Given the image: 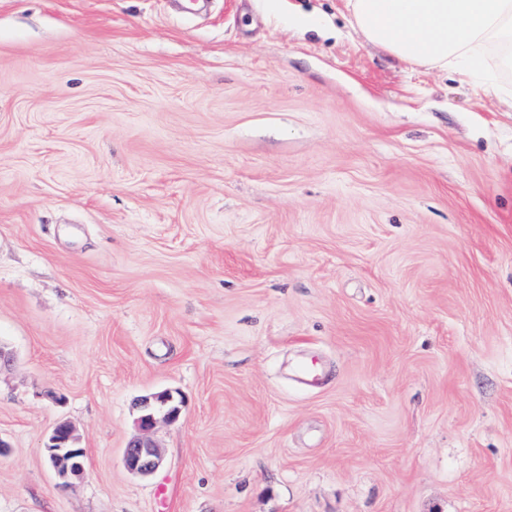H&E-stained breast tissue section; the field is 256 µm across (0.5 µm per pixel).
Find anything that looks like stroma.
<instances>
[{
	"label": "stroma",
	"instance_id": "1",
	"mask_svg": "<svg viewBox=\"0 0 512 512\" xmlns=\"http://www.w3.org/2000/svg\"><path fill=\"white\" fill-rule=\"evenodd\" d=\"M0 344V512H512V74L346 0H0ZM138 407V424L143 432L153 430L160 418L168 423H175L181 415V402L179 405L175 403L170 389L141 398ZM44 448L50 467L63 480L61 487H73L74 480H82L85 477L86 451L79 446L69 422L59 421L52 427ZM123 461L128 471L141 476L155 473L161 465L155 446L143 437H137L128 443Z\"/></svg>",
	"mask_w": 512,
	"mask_h": 512
}]
</instances>
